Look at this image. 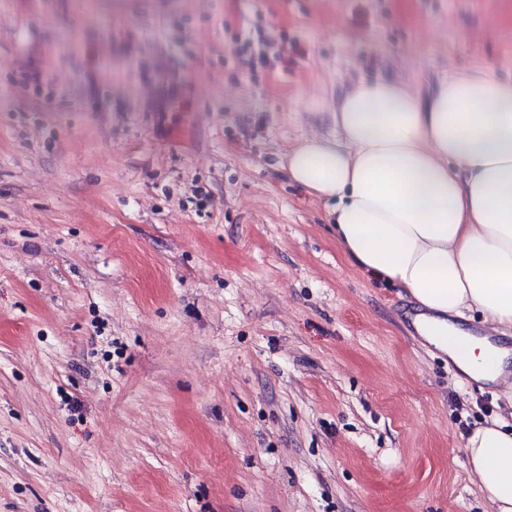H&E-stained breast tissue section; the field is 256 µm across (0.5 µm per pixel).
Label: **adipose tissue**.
<instances>
[{
  "instance_id": "ef3b65f1",
  "label": "adipose tissue",
  "mask_w": 512,
  "mask_h": 512,
  "mask_svg": "<svg viewBox=\"0 0 512 512\" xmlns=\"http://www.w3.org/2000/svg\"><path fill=\"white\" fill-rule=\"evenodd\" d=\"M335 136L287 155L291 180L335 203L336 238L361 270L423 311L420 333L477 381L512 380V348L460 326L512 327V81L481 67L429 91L362 80L336 102ZM465 452L494 512H512V429L475 427Z\"/></svg>"
}]
</instances>
